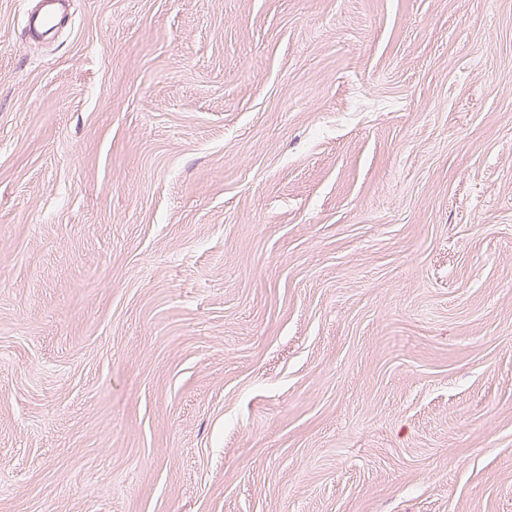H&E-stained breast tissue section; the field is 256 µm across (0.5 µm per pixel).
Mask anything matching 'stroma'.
I'll list each match as a JSON object with an SVG mask.
<instances>
[{"label": "stroma", "instance_id": "stroma-1", "mask_svg": "<svg viewBox=\"0 0 512 512\" xmlns=\"http://www.w3.org/2000/svg\"><path fill=\"white\" fill-rule=\"evenodd\" d=\"M0 0V512H512V0Z\"/></svg>", "mask_w": 512, "mask_h": 512}]
</instances>
